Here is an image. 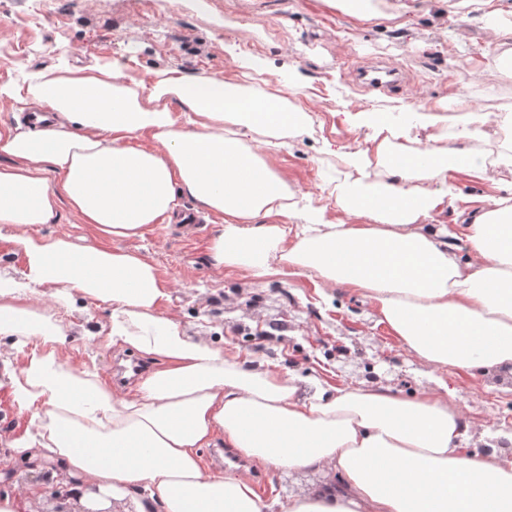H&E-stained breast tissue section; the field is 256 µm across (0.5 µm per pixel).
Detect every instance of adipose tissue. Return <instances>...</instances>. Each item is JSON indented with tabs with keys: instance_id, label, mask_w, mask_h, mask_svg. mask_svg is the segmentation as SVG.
<instances>
[{
	"instance_id": "adipose-tissue-1",
	"label": "adipose tissue",
	"mask_w": 512,
	"mask_h": 512,
	"mask_svg": "<svg viewBox=\"0 0 512 512\" xmlns=\"http://www.w3.org/2000/svg\"><path fill=\"white\" fill-rule=\"evenodd\" d=\"M212 73L155 71L142 83L117 61L59 66L0 85V98L35 101L27 124L0 127V230L24 264L0 273V337L22 354L9 378L37 440L29 456L61 464L80 491H110L129 512H270L243 476H217L199 451L215 435L288 470L327 469L337 484L294 497L288 512H512V451L467 452L461 406L381 385L327 387L192 336L162 311L153 263L136 251L48 236L68 208L104 238H133L176 219L187 194L223 216L216 267L261 278L281 266L315 272L371 299L405 348L436 370H512V195L467 211L459 260L425 221L452 172H487L483 153L414 146L408 132L366 113L371 147L337 150L351 176L333 193L339 219L300 207L272 159L311 117L300 85L265 96ZM179 112H172V105ZM111 304L109 343L157 367L117 396L99 372L68 362L61 313L77 300Z\"/></svg>"
}]
</instances>
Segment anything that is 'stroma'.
<instances>
[{
    "label": "stroma",
    "mask_w": 512,
    "mask_h": 512,
    "mask_svg": "<svg viewBox=\"0 0 512 512\" xmlns=\"http://www.w3.org/2000/svg\"><path fill=\"white\" fill-rule=\"evenodd\" d=\"M490 29L481 12L465 21L448 19L442 0H416L414 11L398 18L362 22L327 0H55L38 25L27 18L26 0H0V84L20 66L52 67L59 60L85 66L117 59L140 80L175 67L185 73H220L240 78L238 45H251L267 68L265 92L284 94L289 84L306 85L303 101L312 116L308 132L289 138L274 164L294 191L335 212L330 194L336 161L326 146H368L372 130L356 127L351 115L361 110L398 114L403 103L451 105L466 100L488 120L512 112V78L493 60L495 45L511 39ZM376 58L405 72L408 84L387 93L362 87L352 74L360 61ZM453 199L433 212L430 221L448 232L459 258L467 247L457 237L462 209L512 189V162L498 161L489 177L458 171L452 175ZM181 210L199 216L188 224H152L142 236L109 241L112 249L142 253L157 267L166 293L164 312L182 322L188 333L208 338L216 348L238 354L245 364H263L285 374L320 379L325 385L382 383L404 395L421 390L452 391L471 421L464 446L482 452L486 429L512 434V374L433 371L410 355L389 327L380 322L373 302L346 285L322 286L309 272L274 273L257 279L210 259L213 239L223 230L221 216L204 211L190 197ZM109 304L78 301L64 316V352L77 366L116 378L119 366L136 364L118 348H105L97 334L109 321ZM269 333L274 356L256 353L253 338ZM21 353L10 339H0V491L23 486L35 472L18 451L28 431V412L16 404L5 373L19 364ZM247 477L263 476L260 497L285 512L292 496L332 480L328 470L288 472L249 460Z\"/></svg>",
    "instance_id": "obj_1"
}]
</instances>
